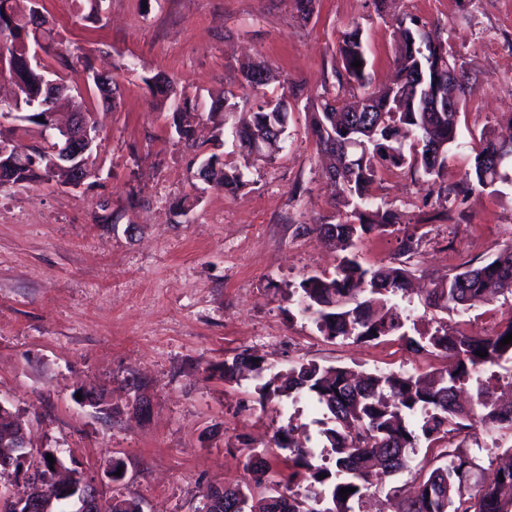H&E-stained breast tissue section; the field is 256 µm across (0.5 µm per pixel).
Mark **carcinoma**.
<instances>
[{"instance_id": "carcinoma-1", "label": "carcinoma", "mask_w": 512, "mask_h": 512, "mask_svg": "<svg viewBox=\"0 0 512 512\" xmlns=\"http://www.w3.org/2000/svg\"><path fill=\"white\" fill-rule=\"evenodd\" d=\"M30 0H0V42L5 58L0 60V74L7 73L17 92L9 111L0 109L3 118L37 123V118L55 108L42 97L40 75L26 69L24 57L28 45L37 43L50 51L52 29L27 26ZM399 40L395 47L397 75L390 86L376 87L367 72L363 30L353 22L342 33L338 46L341 69L336 71L338 90L323 97L312 117V132L319 150L331 157L329 173L340 187L345 206L350 211L339 216L336 234L329 239L342 244L348 252L362 235L385 232L401 223L400 214L385 204H374L370 190L378 172L384 168L404 170L414 176L421 172L439 189L451 190L468 198L492 188L502 178V169L512 163V140L499 141L492 135L481 137L472 168L453 187L445 185L448 150L457 141V113L441 108L426 112L422 107L425 93L416 74L429 68V81L448 83V67L459 71L461 103L474 92L469 79L448 51L443 28L435 22L418 18L397 20ZM66 69L89 68L84 56L70 51L55 54ZM362 62L355 68L352 63ZM270 70L264 60H253L241 68L243 95L237 102L221 94L211 98L208 117L236 112L239 104H248L256 87L251 76ZM155 97L175 96L174 124L181 138L193 132V119L199 112L198 97L177 90L171 80L159 82V75L144 78ZM359 93L346 96L351 88ZM251 119L233 128L232 134L246 156L263 162L273 161L284 148L288 128V104L284 97L263 99L250 108ZM43 150L37 161L29 156L16 157L7 173H0V188L22 182L48 183L67 174L48 167ZM204 181L234 193L248 184L245 174L228 167L216 155L198 170ZM410 271L404 267H363L356 256H344L334 273L308 277L295 288L299 311L315 323L328 340L367 343L389 336L406 341L416 353L451 354L455 364L426 374L362 372L358 375L344 367H325L316 363H298L287 369L261 368L263 360L237 357L224 364L222 376L234 379L242 371L251 373L255 388L264 400L308 393L324 410L320 444L336 457L335 469L318 463L324 453L314 446L292 440V429L280 433V448L294 456L306 482L305 494L298 496L291 487L275 480L266 459L247 462L253 484L224 490L223 512H272L269 496L276 495L288 504L285 512H352L351 503L360 502L375 481L408 468L410 450L420 440L432 447L437 441L448 446L437 454V464L420 477L415 495L403 505V512H512V464L500 466L486 484L471 486L472 468L477 457L468 446L471 431L484 427L512 430V374L503 385L495 368L512 363V343L501 340L512 332V319L500 329L483 335L448 331V323L416 340L406 331L410 311L396 298L406 293ZM512 296V249L480 262L468 260L455 274L435 279L425 291L426 307L446 314L460 315L472 307L491 302L496 296ZM487 351V356L476 355ZM325 478H319V475ZM354 492L342 499L340 490Z\"/></svg>"}]
</instances>
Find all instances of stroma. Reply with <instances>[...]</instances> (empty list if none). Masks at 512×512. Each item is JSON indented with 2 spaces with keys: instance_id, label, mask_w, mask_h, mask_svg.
Here are the masks:
<instances>
[{
  "instance_id": "1",
  "label": "stroma",
  "mask_w": 512,
  "mask_h": 512,
  "mask_svg": "<svg viewBox=\"0 0 512 512\" xmlns=\"http://www.w3.org/2000/svg\"><path fill=\"white\" fill-rule=\"evenodd\" d=\"M41 11L61 47L81 48L90 65L112 73L118 92L105 104L82 75L63 71L99 128L94 176L78 190L52 183L0 192V401L37 447L101 480V508L122 495L148 512H196L209 486L250 483L246 462L255 453L287 481L294 467L275 444L278 431L317 436L322 413L308 397L264 401L253 380L220 377L219 367L240 354L279 370L315 362L425 374L447 365L394 337L328 340L299 314L294 288L333 273L342 256L308 230L343 211L312 112L335 91L337 46L350 22L363 29L378 85L394 73L395 17L444 25L475 87L457 118L460 145L448 152L446 181L455 185L482 133H512V0H388L381 13L373 0H317L306 20L294 0H102L95 21L81 0H42ZM254 59L275 75L266 96L287 94L291 109L286 148L269 163L247 160L232 140L247 108L222 124L196 119L188 144L174 131L175 101L153 97L145 83L159 74L205 102L240 93V67ZM211 154L239 167L247 186L229 194L199 179L201 158ZM187 193L199 202L176 218L173 203ZM372 193L420 235L406 261L417 283L512 247V179L464 203L431 192L423 177L385 170ZM105 211L116 224H101ZM399 239L374 231L356 252L364 265L391 266ZM403 305L424 332L444 321L480 334L512 320V298L459 316L425 309L417 295ZM88 388L106 394L111 419L80 408L76 395ZM138 394L149 417L133 408ZM435 456L416 448L409 470L384 477L361 512L391 489H409ZM115 458L126 469L117 485L104 479Z\"/></svg>"
}]
</instances>
